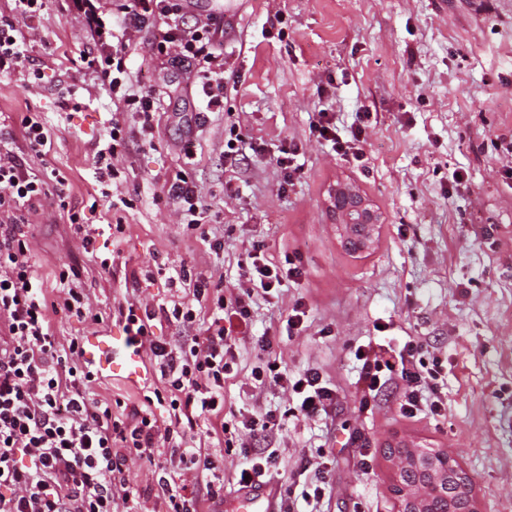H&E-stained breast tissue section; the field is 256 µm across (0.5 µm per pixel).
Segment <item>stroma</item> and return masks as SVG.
Returning <instances> with one entry per match:
<instances>
[{
  "instance_id": "1",
  "label": "stroma",
  "mask_w": 512,
  "mask_h": 512,
  "mask_svg": "<svg viewBox=\"0 0 512 512\" xmlns=\"http://www.w3.org/2000/svg\"><path fill=\"white\" fill-rule=\"evenodd\" d=\"M216 11L220 111L208 107L199 73L162 64L152 28L114 30L129 46L133 89L160 99L150 145L139 115L116 109L82 69L81 55L97 45L69 0H46L27 19L36 39L26 69L36 81L0 75V130L17 132L25 113H40L51 146L32 167L68 178L70 206L85 223L116 227L95 241L116 257L105 271L57 207L38 208L30 232L41 282L55 287L59 267L76 264L100 310L121 298L161 304L170 292L158 266L183 263L230 296L247 250L263 244L269 261L299 262L304 274L256 297L238 372L224 381L225 413L289 409L281 390L252 385L253 341L281 330L299 300L307 328L275 354L293 371L320 368L340 392L326 416H288L281 429L255 433L252 448L278 451L272 485L287 488L307 461L328 483L321 512H398L386 448L407 437L452 452L482 512H512V157L499 147L512 136V0H191L184 20ZM323 110L339 135L364 125L362 165L312 133ZM115 124L124 145L105 199L94 156ZM292 142L303 170L286 187L276 157ZM182 170L207 207L200 235L182 231L161 190ZM339 181L356 184L382 215L369 253L339 242L327 202ZM381 330L418 339L423 359L441 362L445 415L402 417L391 382L362 392L354 352Z\"/></svg>"
}]
</instances>
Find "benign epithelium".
Returning a JSON list of instances; mask_svg holds the SVG:
<instances>
[{
    "label": "benign epithelium",
    "mask_w": 512,
    "mask_h": 512,
    "mask_svg": "<svg viewBox=\"0 0 512 512\" xmlns=\"http://www.w3.org/2000/svg\"><path fill=\"white\" fill-rule=\"evenodd\" d=\"M329 202L343 242L353 245L356 253L369 250L381 223L379 213L369 200L354 185L339 182L331 189ZM388 456L394 470L400 512H428L430 503L440 493L436 470L441 466L453 469L451 490L444 494L448 502L445 512H481L467 474L448 451L407 443L389 447ZM408 470L418 471L425 478L405 483L402 476Z\"/></svg>",
    "instance_id": "obj_1"
}]
</instances>
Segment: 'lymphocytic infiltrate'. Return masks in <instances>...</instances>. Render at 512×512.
<instances>
[{
	"instance_id": "obj_1",
	"label": "lymphocytic infiltrate",
	"mask_w": 512,
	"mask_h": 512,
	"mask_svg": "<svg viewBox=\"0 0 512 512\" xmlns=\"http://www.w3.org/2000/svg\"><path fill=\"white\" fill-rule=\"evenodd\" d=\"M45 0H0V74L23 72L25 45L32 34L22 27ZM83 16L99 52L88 54L83 68L108 84L124 108L137 112L144 133H151L159 99L151 90H132L127 82L125 45H114L112 26L99 15L95 0H71ZM122 25L157 27L155 50L170 63L202 70V92L210 107L224 105V25L214 19L193 25L184 21L183 0H125ZM337 153L363 162V126L340 138L327 113H319L312 127ZM67 180L43 175L0 137V512H115L126 504L139 512L129 464L153 467L157 495L165 512H199L201 499L216 501L224 494V451L236 449L242 463L235 482L253 488L271 479L278 451H254L247 444L256 429L274 430L283 414L259 409L240 419H224V380L234 373L236 342L251 316L255 295L270 294L287 278H300L298 267L281 268L266 259L261 246L247 252L241 266L248 286L232 297L204 280L194 282L191 298L154 306L120 303L112 314L98 310L79 288V266L62 265L59 285L43 288L37 273L30 235V214L42 200L55 196L64 206ZM176 200L184 231H198L205 212L200 191L186 172L166 186ZM213 319L178 345L158 340L152 323L164 319L175 327L195 326L202 309ZM123 322L131 344L145 351L153 373L142 400L127 402L98 398V376L84 357L80 337L61 339L55 319L104 324L108 316ZM275 339L262 336L255 347L259 366L251 371L255 385L290 394L294 415L312 420L336 404L338 392L319 369L297 372L271 361ZM422 345L410 339L365 350L359 379L368 393L386 382L401 385L399 412L413 418L445 408L439 364L421 358ZM165 408L166 420L155 411ZM168 449L180 469L157 464L158 449Z\"/></svg>"
}]
</instances>
